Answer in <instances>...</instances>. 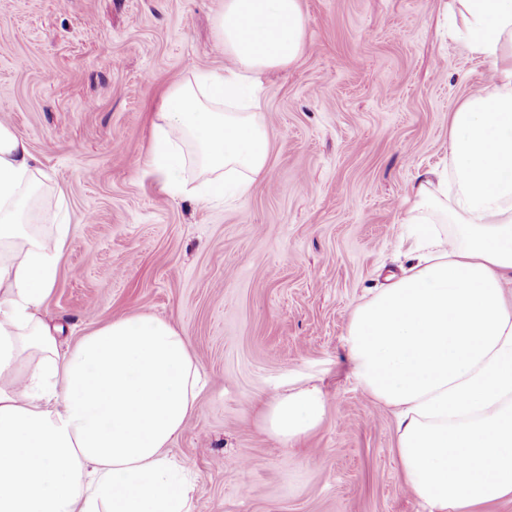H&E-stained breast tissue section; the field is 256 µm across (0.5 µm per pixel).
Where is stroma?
<instances>
[{
  "instance_id": "35a3bbf8",
  "label": "stroma",
  "mask_w": 512,
  "mask_h": 512,
  "mask_svg": "<svg viewBox=\"0 0 512 512\" xmlns=\"http://www.w3.org/2000/svg\"><path fill=\"white\" fill-rule=\"evenodd\" d=\"M446 2L301 0L309 49L261 86L267 171L215 203L170 199L146 159L166 88L224 66V0H0V121L53 178L38 231L60 202L71 227L47 317L65 348L141 313L187 337L204 388L169 453L193 512H427L346 337L406 261L408 199L447 168L452 112L495 82L446 30ZM306 384L325 418L282 442L264 405Z\"/></svg>"
}]
</instances>
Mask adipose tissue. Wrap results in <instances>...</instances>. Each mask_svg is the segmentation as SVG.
<instances>
[{"label":"adipose tissue","mask_w":512,"mask_h":512,"mask_svg":"<svg viewBox=\"0 0 512 512\" xmlns=\"http://www.w3.org/2000/svg\"><path fill=\"white\" fill-rule=\"evenodd\" d=\"M454 3L459 39L498 82L452 113L447 190L430 171L414 187L409 272L354 308L347 345L396 413L408 489L428 512H491L512 499V0ZM214 39L223 71H193L150 116L147 163L174 199L237 201L265 174L255 91L305 54L301 0H224ZM46 180L1 122L0 512H191L193 482L167 452L201 390L189 342L144 313L59 351L45 303L70 227L37 231ZM325 410L306 385L267 404L266 429L296 442Z\"/></svg>","instance_id":"obj_1"}]
</instances>
